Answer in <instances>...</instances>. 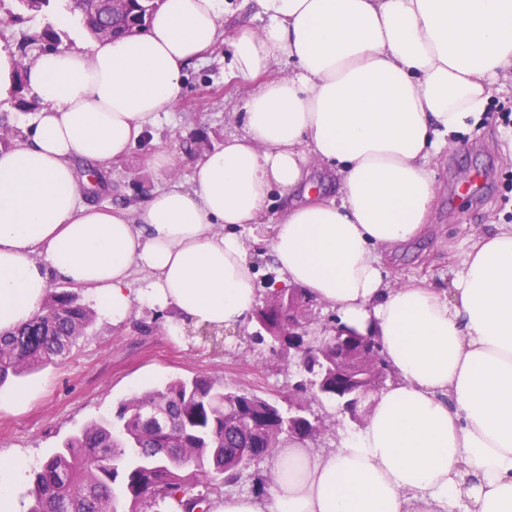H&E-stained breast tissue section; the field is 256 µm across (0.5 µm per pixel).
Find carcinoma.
I'll use <instances>...</instances> for the list:
<instances>
[{
	"mask_svg": "<svg viewBox=\"0 0 512 512\" xmlns=\"http://www.w3.org/2000/svg\"><path fill=\"white\" fill-rule=\"evenodd\" d=\"M76 17L96 40H110L145 31L163 0H129L124 11L112 13L110 0H0V12L10 22L38 16L44 22L25 40L45 49L65 46L66 33L49 15L54 5ZM12 89L17 106L34 109L38 100L26 88L25 53L15 55ZM17 128L9 113H0V148L11 147ZM310 297L302 288L278 292L273 304L256 312L264 337L288 353L307 348L299 363L300 379L282 403L253 392L221 384L206 375L168 379L162 387L145 390L122 402L111 418L100 419L69 436L33 472L27 512H119L117 496L130 503L127 512H207L209 495L226 483L243 478V460L259 462L274 455L283 441H306L304 427L288 426L298 409L311 408L308 388L342 404L344 391L336 385L361 388L375 385L376 372L386 363L380 350L371 351L367 337H348L335 328L343 348L312 344L296 335L307 314ZM95 320V311L79 293L49 291L31 320L0 333V387L70 356L78 339Z\"/></svg>",
	"mask_w": 512,
	"mask_h": 512,
	"instance_id": "1",
	"label": "carcinoma"
}]
</instances>
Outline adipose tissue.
<instances>
[{"label":"adipose tissue","mask_w":512,"mask_h":512,"mask_svg":"<svg viewBox=\"0 0 512 512\" xmlns=\"http://www.w3.org/2000/svg\"><path fill=\"white\" fill-rule=\"evenodd\" d=\"M224 76L252 90L240 132L190 187L137 211L86 202L76 160L125 159L222 33L228 0H164L147 31L27 65L42 103L0 149V330L29 320L50 275L93 292L113 324L137 304L182 323L244 325L259 305L240 234L272 195L277 275L375 338L394 378L336 448L288 442L263 496L214 512H512V224L474 239L449 287H390L384 252L419 238L434 159L512 73V0H257ZM291 74L274 76L281 61ZM340 178L314 192L312 163ZM141 280H134V271Z\"/></svg>","instance_id":"1"}]
</instances>
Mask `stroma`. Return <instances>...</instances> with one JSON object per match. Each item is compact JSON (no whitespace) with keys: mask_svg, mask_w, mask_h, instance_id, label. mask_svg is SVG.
Wrapping results in <instances>:
<instances>
[{"mask_svg":"<svg viewBox=\"0 0 512 512\" xmlns=\"http://www.w3.org/2000/svg\"><path fill=\"white\" fill-rule=\"evenodd\" d=\"M231 4L221 41L205 61L186 69L182 94L150 131V145L135 146L124 160L101 169L109 190L96 196V204L132 211L158 189L175 182L188 184L196 159L189 149L191 134L204 130L216 149L225 137L239 131V106L250 88L225 80L224 56L239 27L257 30L262 23L254 0H231ZM511 114L510 72L500 79L480 124L457 135L435 159L437 197L428 219L429 233L389 258L391 287L422 277L437 287H448L476 235L502 223L512 224V123L507 120ZM157 147L173 155V171L151 166L150 157ZM481 172L487 181L479 201L463 200V186ZM280 217L281 202L276 199L243 234L261 289L275 277L269 241L271 227ZM175 319L173 311L144 305L136 306L129 320L120 325L97 315L67 359L19 380L16 388L24 392L25 401L0 410V453L24 454L31 467H38L85 425L111 413L135 393L175 376L204 374L272 399L287 395L289 385L296 382L295 358L284 357L270 343L251 341L253 325L214 346L203 342L191 326L169 335L167 328ZM311 406L327 426L314 450L334 448L341 436L359 428L358 422L339 413L333 401L319 397Z\"/></svg>","mask_w":512,"mask_h":512,"instance_id":"35a3bbf8","label":"stroma"}]
</instances>
